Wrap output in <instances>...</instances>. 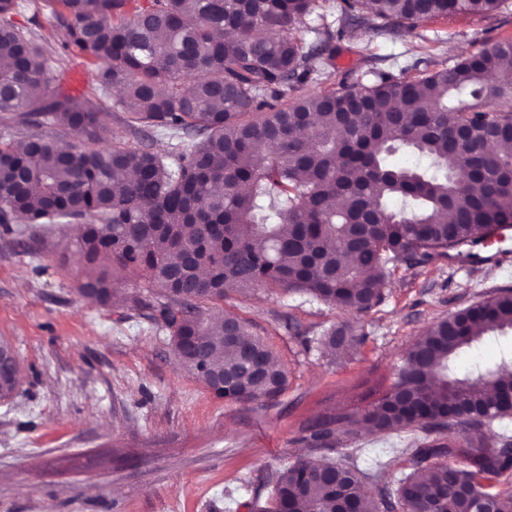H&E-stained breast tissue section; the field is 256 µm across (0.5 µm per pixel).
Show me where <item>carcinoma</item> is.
<instances>
[{"mask_svg":"<svg viewBox=\"0 0 512 512\" xmlns=\"http://www.w3.org/2000/svg\"><path fill=\"white\" fill-rule=\"evenodd\" d=\"M54 43L20 25L21 0H0V225L85 221L76 252L90 268L79 293L106 306L114 271L160 289L136 297L168 330L181 366L218 398L272 402L288 371L233 292L299 293L345 313L382 302L398 266L474 258L512 227V39L424 74L385 71L340 90L289 98L328 76L325 53L348 28L397 38L418 23L497 10L507 0H344L340 27L297 22L319 0H54ZM99 102L50 88L72 58ZM152 129L161 155L114 136ZM408 150L419 163L389 157ZM512 331V289L430 324L393 367L394 382L358 419L336 412L307 427L308 453L269 477L260 512H512L494 482L512 454L482 447L483 428L512 417V362L460 375L455 359ZM364 342L345 322L317 344ZM19 364L0 341V399ZM364 422L380 434L419 431L407 448L360 468L345 443ZM401 455L412 471L390 493L364 481Z\"/></svg>","mask_w":512,"mask_h":512,"instance_id":"obj_1","label":"carcinoma"}]
</instances>
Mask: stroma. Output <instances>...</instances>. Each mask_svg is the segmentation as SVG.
<instances>
[{"mask_svg":"<svg viewBox=\"0 0 512 512\" xmlns=\"http://www.w3.org/2000/svg\"><path fill=\"white\" fill-rule=\"evenodd\" d=\"M512 38V0L486 14L418 24L397 40L366 29L335 40L326 86L367 81L373 71L413 77L431 62H455ZM74 225L0 229V340L17 355L15 394L0 399V512H254L264 481L306 450V429L337 411L364 413L393 383L392 366L422 331L477 300L512 287L507 258L400 267L384 300L347 315L306 295L258 288L225 310L247 320L288 370L274 404L215 397L177 362L167 331L128 300L148 294L137 273L121 274L110 306L85 301L88 273ZM351 321L364 342L331 354L315 340ZM512 356V332L486 336L457 369ZM408 430L357 427L350 447L362 466L413 440Z\"/></svg>","mask_w":512,"mask_h":512,"instance_id":"stroma-1","label":"stroma"}]
</instances>
